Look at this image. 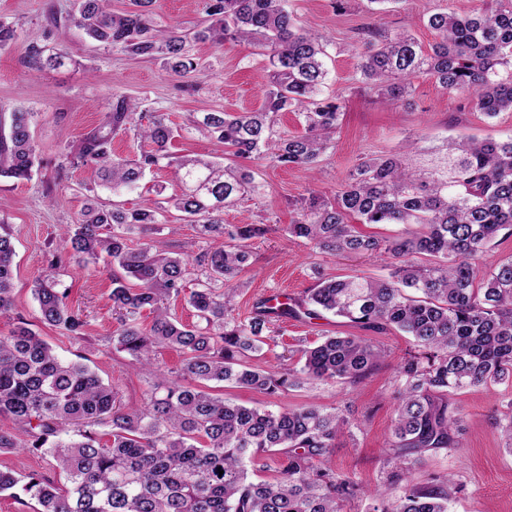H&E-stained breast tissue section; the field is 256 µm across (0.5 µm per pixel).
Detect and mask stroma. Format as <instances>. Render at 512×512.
<instances>
[{
	"label": "stroma",
	"mask_w": 512,
	"mask_h": 512,
	"mask_svg": "<svg viewBox=\"0 0 512 512\" xmlns=\"http://www.w3.org/2000/svg\"><path fill=\"white\" fill-rule=\"evenodd\" d=\"M73 0H0V20L14 24L17 40L0 49V105L28 107L35 113L34 139L40 166L33 178L16 182L0 179V225L10 231L16 251L15 304L0 313V333H8L25 320L65 360L84 359L99 376L118 388L128 404H142L148 387L135 370L132 358L113 350L109 338L118 323L109 298L113 266H83L63 250L57 233L72 223L88 199H106L91 168L71 165L67 156L107 112L113 94L138 102L143 114L162 112L179 131L169 148L175 155L223 156V145L201 137L189 127L194 113L219 110L242 112L258 109L269 84L267 61L258 48L232 43L217 48L207 42L192 46L201 69L195 91H182L161 61L133 58L103 47L72 27H53L48 8L66 14ZM298 26L326 36L329 45L327 91L343 103L335 144L311 171L283 168L267 159L253 161L262 185L260 194L242 198L224 213L228 224H269L271 230L252 239V265L239 276L235 315L246 319L258 300L280 293L299 297L315 287L318 274L345 276L358 272L375 279L387 276L385 261L377 257L331 256L305 240L288 236L283 228L295 217L297 199L316 192L334 196L350 170L364 158L396 151L407 137L424 146L444 139L472 136L479 139L512 138V112L487 117L464 94L451 93L428 77L414 81L413 93L394 104H383L361 91L356 73L357 53L351 39L354 29L380 26L389 31H409L423 46L437 40L427 24L431 13L448 9L460 14L485 10L491 0H391L384 10L372 11L367 0H347L338 9L333 0H290ZM205 19L204 0H156L153 23L161 29L186 32ZM60 45L72 64L39 71L27 65L28 47ZM58 253L57 277L68 290V303L83 313L84 337L73 340L41 321L32 294L48 268V257ZM361 336L382 344L387 355L362 384L310 382L288 388L276 396L224 388L226 399L247 405L279 409L309 402L346 416L351 425L339 433L327 457L337 472L362 486L373 487L387 470L384 459L391 437L396 406V374L409 336L378 334L330 313L321 318H291L274 325L266 362L272 368H295L292 350L311 345L322 335ZM512 398V387L496 385L458 393L463 407V450L426 453L414 471L415 481L430 475L455 473L461 485L451 501V512H512V452L495 428L501 418L502 397Z\"/></svg>",
	"instance_id": "stroma-1"
}]
</instances>
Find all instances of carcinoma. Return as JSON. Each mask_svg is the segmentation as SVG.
I'll list each match as a JSON object with an SVG mask.
<instances>
[{"mask_svg":"<svg viewBox=\"0 0 512 512\" xmlns=\"http://www.w3.org/2000/svg\"><path fill=\"white\" fill-rule=\"evenodd\" d=\"M110 0H74L65 22L93 40L131 57L160 60L171 76L200 74L191 42L222 47L247 42L264 48L269 88L257 111L199 112L191 128L224 144L236 159L267 158L283 167L309 169L336 137L342 106L322 96L328 70L325 36L295 25L288 0H205L202 27L160 31L151 21L155 0H131L114 12ZM438 41L425 50L405 31L368 27L357 32V72L385 102L410 94L425 75L444 90L468 93L488 117L512 111V0H494L478 15L442 11L430 15ZM70 60L58 48L29 47L34 70ZM136 106L117 96L102 123L87 132L73 160L91 167L118 197L145 174L173 168L179 191L166 202L146 198L136 208L114 200L87 204L63 225L62 244L79 261H104L112 276V311L119 326L112 348L129 354L139 371L157 378L141 407L122 402L116 387L87 364L63 361L21 320L0 335V417L15 424L0 431V456L29 449L45 458L64 481L38 473L19 477L0 467V493L26 497L35 512H344L358 497L352 478L325 464L347 420L308 403L267 409L236 404L209 391L210 384L276 395L310 381L357 385L384 360L383 346L360 336L325 335L296 350L299 369L271 371L260 364L264 331L276 322L330 312L378 333L397 330L413 338L398 369L397 405L389 442L393 464L374 489L367 512H449L458 490L454 475L414 481L424 453L462 447L457 392L512 383V256L478 264L501 232L512 236V138L472 137L364 159L334 198L310 194L295 202L285 232L334 256L376 255L388 261L385 279L364 274L319 278L305 296L284 303L263 299L244 321L233 315L237 277L252 257L249 241L267 224H226L224 210L261 185L252 170L202 157H173L177 130L157 114L135 125L150 145L133 157L112 152V139L134 121ZM298 113L304 133L274 129L273 116ZM33 113L11 109L0 121V178L29 180L39 164L31 134ZM200 226L207 245L171 251L161 242L137 248L130 235L167 222L170 210ZM362 224H407L404 235L378 239L356 232ZM9 233L0 234V312L14 304L17 272ZM33 295L43 322L72 339L82 337L83 316L68 308L54 269ZM184 297L199 322L180 321L169 301ZM148 313L151 321L140 318ZM183 356L175 375L164 377L157 349ZM496 429L512 448V399ZM273 469L254 482L257 465Z\"/></svg>","mask_w":512,"mask_h":512,"instance_id":"obj_1","label":"carcinoma"}]
</instances>
